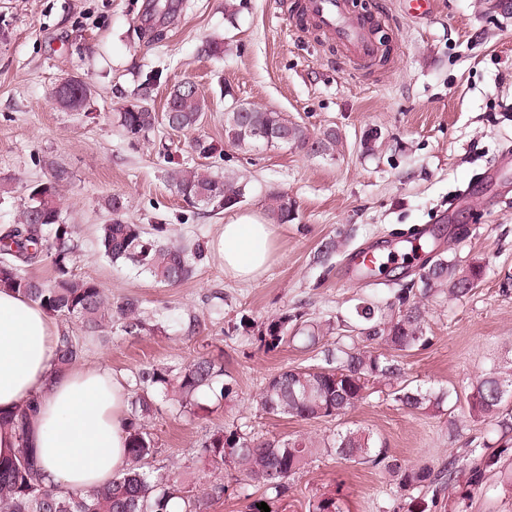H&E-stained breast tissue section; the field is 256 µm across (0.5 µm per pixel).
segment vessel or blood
<instances>
[{"label": "vessel or blood", "mask_w": 512, "mask_h": 512, "mask_svg": "<svg viewBox=\"0 0 512 512\" xmlns=\"http://www.w3.org/2000/svg\"><path fill=\"white\" fill-rule=\"evenodd\" d=\"M291 9L301 29L335 42L349 60L364 61L380 51L371 19L352 14L347 0H293Z\"/></svg>", "instance_id": "b4317fda"}]
</instances>
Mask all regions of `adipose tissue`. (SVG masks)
Wrapping results in <instances>:
<instances>
[{"mask_svg": "<svg viewBox=\"0 0 512 512\" xmlns=\"http://www.w3.org/2000/svg\"><path fill=\"white\" fill-rule=\"evenodd\" d=\"M277 231L258 213L224 221L216 249L228 278L254 282L276 255ZM59 328L38 304L0 289V410L33 405L29 442L42 480L59 491L104 485L127 466V386L107 362L54 370Z\"/></svg>", "mask_w": 512, "mask_h": 512, "instance_id": "adipose-tissue-1", "label": "adipose tissue"}]
</instances>
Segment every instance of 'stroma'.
Segmentation results:
<instances>
[{"instance_id":"1","label":"stroma","mask_w":512,"mask_h":512,"mask_svg":"<svg viewBox=\"0 0 512 512\" xmlns=\"http://www.w3.org/2000/svg\"><path fill=\"white\" fill-rule=\"evenodd\" d=\"M152 0H0V226L14 223L30 184L50 179V162L71 178L60 188L62 214L76 227L73 271L96 281L112 299L133 296L161 331L129 337L85 333L80 322L58 318L79 336L83 363H109L131 378L149 363L178 366L203 355L221 360L233 401L210 403L189 415L161 402L151 423L157 466L188 487L221 484L207 512H247L239 473L202 474L199 444L218 427L247 424L264 438L303 435L319 441L360 427L385 442L391 455L439 468L458 461L455 493L423 489L397 493L381 469L347 464L319 452L296 474L272 512H307L327 493L343 512H408L411 498L430 512H512V491L487 473L481 489L467 484L477 452L501 450L512 464V433L470 420L466 395L493 360L512 349V0H433L430 13L406 14L400 0H350L352 10L382 20L391 56L384 66L353 63L335 43L299 32L285 0H239L227 16L224 0H171L170 13L150 11ZM222 38L224 53L207 57L203 43ZM163 73L152 109L164 113L170 88L193 81L209 105L196 129L155 134L131 144L113 114L133 101L143 74ZM77 75L93 94L77 112L59 107L50 92ZM288 113L317 134L336 129L335 156L293 147L242 150L224 136L234 102ZM378 133L379 147L363 142ZM206 166L246 182L238 211L266 213L268 194L286 192L293 218L280 225L277 254L258 281L225 276L216 252L194 276L169 288L112 264L97 251L96 229L108 220L113 194L126 200L128 221L163 224L169 241L214 243L223 216H206L168 184L176 167ZM339 243L318 260L327 238ZM426 242L410 264L394 263L372 280L352 272L362 248L380 251L399 241ZM444 257L484 265L481 282L464 297L442 294L426 306L423 346L401 357V384L448 392L443 410L412 413L390 387L375 385L367 400L338 418L301 420L258 412L254 400L283 369L320 364V351L281 345L268 352L240 321L261 324L288 313L350 324L366 303L386 304L420 269Z\"/></svg>"}]
</instances>
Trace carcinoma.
Listing matches in <instances>:
<instances>
[{"label": "carcinoma", "instance_id": "carcinoma-1", "mask_svg": "<svg viewBox=\"0 0 512 512\" xmlns=\"http://www.w3.org/2000/svg\"><path fill=\"white\" fill-rule=\"evenodd\" d=\"M162 73L150 71L141 79L134 102L117 113L118 126L127 138L139 141L154 131L157 117L150 101L161 84ZM69 92L51 94L62 108L78 112L92 95V88L81 78H65ZM170 111L165 123L173 131L200 125L206 117V103L196 85L185 81L172 88L167 99ZM254 129L285 132L288 140L275 138L270 147L292 146L312 155L333 156L341 144L334 129L312 135L307 128L283 112L264 111L245 114L224 113V135L234 146L249 148L257 143L250 134ZM70 177L64 168L53 169L51 179L30 186L28 203L17 221L0 232V287H7L38 303L47 313L78 320L84 329L95 333L117 326L124 336L138 337L155 330V324L142 315L139 301L133 297L110 301L99 284L78 278L70 269L75 227L62 217L60 184ZM171 188L185 201L196 204L211 215L237 206L246 195V183L232 176H220L207 168H174L169 172ZM285 192L269 196L271 218L286 224L292 209L285 202ZM110 218L97 229L100 254L113 264H131L154 281L175 286L188 280L197 265L208 258L206 242L195 240L184 246L165 241L167 227L154 224L147 229L125 219L123 196L113 194L105 201ZM48 263L53 276L39 279L28 275L27 267ZM484 266L470 263L464 267L439 258L419 274V293L406 287L394 295L389 310L375 304L356 308L354 332L365 345H339L323 351L322 365L295 367L272 376L257 399L259 409L273 416H291L301 420L340 417L354 410L368 396V382L373 378L387 385L401 375L393 352L407 351L425 342L426 304L429 297L443 292L466 296L482 280ZM298 317L272 316L260 324L257 340L274 350L288 339H298L305 347L318 346L333 330L315 324L297 326ZM376 344L390 350L377 353ZM84 346L69 331L60 333L53 360L57 370L69 368L82 358ZM132 396L127 428L128 463L124 472L111 482L88 491L66 494L44 485L40 479L33 449L29 448L28 417L30 408L0 412V429L15 431L17 452L0 461V512H167L170 502L180 505V512H207L210 499L222 493V486H209L197 492L186 489L170 475H153L145 464L159 453L158 442L149 424L158 413L157 398L165 397L178 411L197 414L204 409L202 400L231 401L233 388L224 382V365L206 357H197L179 367L147 364L133 374ZM394 400L412 412L442 408L448 393L420 386H399ZM512 403V358L495 364L479 375L468 393V413L475 421H498L503 432L512 427L504 412ZM328 449L341 460L370 464L392 475L396 488L406 493L435 487L441 491L455 487L456 461L448 469L411 465L389 454L371 434L347 429L317 444L303 435L260 438L240 426L213 430L202 442L199 461L209 471L229 466L236 469L248 486L262 490V497L248 505V512H261V503L280 500L288 495L290 481L312 461L320 448ZM500 455L484 454L470 471L468 483L482 486L486 473L498 470L500 482L512 488V469L499 466Z\"/></svg>", "mask_w": 512, "mask_h": 512}]
</instances>
